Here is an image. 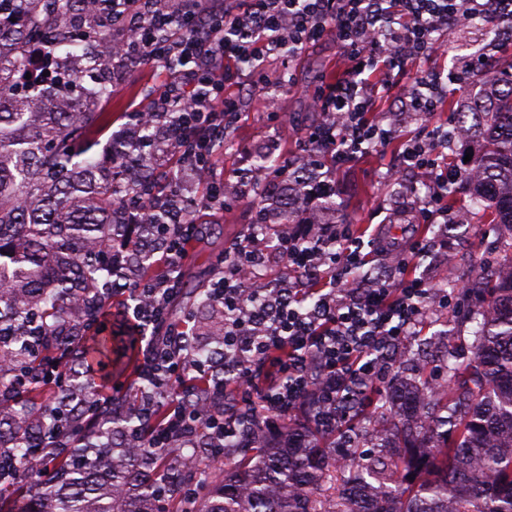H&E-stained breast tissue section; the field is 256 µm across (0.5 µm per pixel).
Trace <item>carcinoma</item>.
<instances>
[{
    "instance_id": "obj_1",
    "label": "carcinoma",
    "mask_w": 512,
    "mask_h": 512,
    "mask_svg": "<svg viewBox=\"0 0 512 512\" xmlns=\"http://www.w3.org/2000/svg\"><path fill=\"white\" fill-rule=\"evenodd\" d=\"M84 0H14L22 21L0 20V512H167V486L202 476L179 449L127 448L114 433L140 425L118 396L95 404L99 383L121 376L139 349L135 326H108L116 277L153 266L143 241L149 224L131 222L130 205L173 191L174 180L123 171L149 167L139 145L120 144L118 169L94 158L96 112H62L58 100L82 95L77 78L31 87L43 111L27 112L4 61L28 43L69 51L82 38L109 35ZM481 98L458 112L466 141H480L462 182L490 203L512 237V65L486 63ZM482 306L470 318L474 357L447 359L444 389L393 382L372 409L391 424L368 428L376 455L351 471L319 442L290 446L306 423L284 426L281 441L224 470L197 512H512V269L482 268L468 280ZM209 282L196 288L208 318ZM224 334L195 348L213 357Z\"/></svg>"
}]
</instances>
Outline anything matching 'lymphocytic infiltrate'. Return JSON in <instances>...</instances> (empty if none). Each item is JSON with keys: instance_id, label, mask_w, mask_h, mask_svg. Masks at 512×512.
<instances>
[{"instance_id": "lymphocytic-infiltrate-1", "label": "lymphocytic infiltrate", "mask_w": 512, "mask_h": 512, "mask_svg": "<svg viewBox=\"0 0 512 512\" xmlns=\"http://www.w3.org/2000/svg\"><path fill=\"white\" fill-rule=\"evenodd\" d=\"M96 13L103 23L116 19L113 42L130 45L172 77L156 108L133 109L115 139L153 128L156 151H176L186 178H205L199 203L205 210L223 208L234 198L211 162L239 116L233 86L245 80L260 87L266 57L282 47L297 53L321 36L335 39L343 73L312 94L322 120L302 135L300 175L284 169L249 172L254 182L288 188L295 201L291 215L259 208L257 226L265 230L277 223V234H254L241 242L225 256L209 290L212 305L224 311L221 389L234 394L237 405L212 409L218 389L212 385L194 398L173 399L151 445L195 443L204 422L203 436L219 462L228 439L275 438L281 418L297 411H306L323 431L340 429L345 410L359 392L373 387L383 366L393 364L397 347L427 319L436 298L423 276L408 274L409 257L424 249L420 240L391 249L381 237L366 242L352 236L348 225L329 220L327 202L336 183L324 175L322 159L331 157L342 168L363 146L399 142L398 164L385 177L402 186L407 171L424 174L426 192L413 209L415 223L442 229L456 223L448 188L460 181L461 170L439 165L435 154L440 130L433 120L442 81L416 80L398 93L394 78L405 73L409 60L447 54L448 42L440 34L449 21L480 18L512 37V0H233L229 7L224 0H98ZM393 92L397 112H379V101ZM406 115L428 126L426 138H400L399 122ZM157 208L168 217L155 232L162 243V272L138 279L132 288L116 287L128 296L132 318L147 335L139 364L147 388L138 414L145 422L154 417L158 394L214 373L213 363L196 361L187 335L169 320L194 221L181 193L160 198ZM327 240L341 243V250L326 251ZM369 250L395 252L396 260L380 271L368 270ZM274 262L288 265L292 277L271 289L260 271Z\"/></svg>"}]
</instances>
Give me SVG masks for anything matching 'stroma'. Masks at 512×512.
<instances>
[{
	"mask_svg": "<svg viewBox=\"0 0 512 512\" xmlns=\"http://www.w3.org/2000/svg\"><path fill=\"white\" fill-rule=\"evenodd\" d=\"M490 38L479 21L456 30L448 42L447 57L435 56L409 64L401 86H409L413 77L452 72L458 61L476 54L489 43ZM62 67L78 73L83 85L97 88L102 81L112 84V96L100 100L87 96L83 109L99 112L108 120L109 130H118L122 116L130 106L149 110L155 105V94L164 84L169 73L163 67L142 64L137 67L92 69L84 54L60 56ZM343 69L340 54L331 37H323L311 45L296 61L290 62L280 55L268 57L266 80L270 90L281 96V112L271 115L263 104V95L248 84L237 87L242 112L239 122L228 131L223 145L217 146L214 160L219 173L228 183H235L236 175L245 167L246 152L275 150L276 154L289 159L300 155V138L303 129L318 123L320 115L307 92L308 87L329 82ZM396 146L373 148L354 162L340 169H332L337 194L335 216L348 219L355 236L369 239L381 234L383 240L393 241L394 227L390 214L403 200L397 187L382 179L390 167ZM255 189H248L243 201L224 211H197L195 220L204 230L197 234L189 251L191 262L182 264V292L172 306V320L182 324L189 310L190 288L208 277L212 259L218 252L243 241L254 230ZM451 209L464 215L460 224L449 225L446 233L436 234L414 225L413 237L422 239L425 249L415 257L417 272L425 274L435 287L448 292L447 307L437 309L399 347V360L389 368L378 391H386L393 378L413 379L422 375L440 379L447 351H455L458 358L473 357V326L465 312L478 308L479 299L465 295L460 282L470 268L492 266L502 260L508 246L505 233L499 225L488 223L480 205L474 203L469 193L452 191L448 194Z\"/></svg>",
	"mask_w": 512,
	"mask_h": 512,
	"instance_id": "35a3bbf8",
	"label": "stroma"
}]
</instances>
